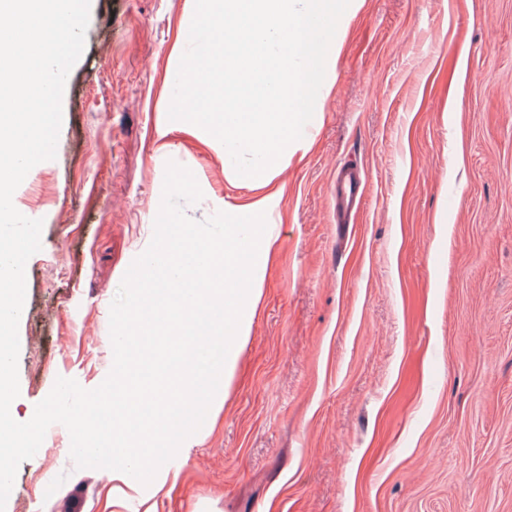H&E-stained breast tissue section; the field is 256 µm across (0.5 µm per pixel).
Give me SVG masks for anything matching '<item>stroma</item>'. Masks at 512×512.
<instances>
[{
  "label": "stroma",
  "mask_w": 512,
  "mask_h": 512,
  "mask_svg": "<svg viewBox=\"0 0 512 512\" xmlns=\"http://www.w3.org/2000/svg\"><path fill=\"white\" fill-rule=\"evenodd\" d=\"M194 0H91L55 160L13 195L43 221L20 316L19 422L57 378L98 387L110 305L150 244L167 161L202 221L250 196L167 117ZM305 147L265 212L279 248L203 441L113 498L50 426L5 512H512V0H350ZM364 179L351 223L331 179Z\"/></svg>",
  "instance_id": "stroma-1"
}]
</instances>
